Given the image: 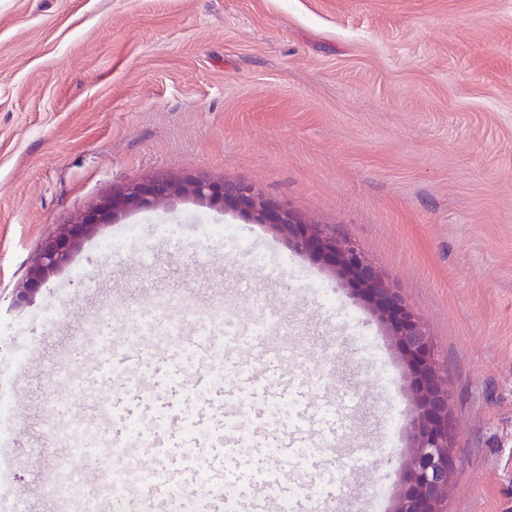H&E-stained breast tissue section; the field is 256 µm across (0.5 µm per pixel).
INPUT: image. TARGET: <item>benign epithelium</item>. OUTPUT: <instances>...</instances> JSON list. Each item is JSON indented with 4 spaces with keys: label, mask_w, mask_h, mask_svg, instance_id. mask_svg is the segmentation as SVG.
Here are the masks:
<instances>
[{
    "label": "benign epithelium",
    "mask_w": 512,
    "mask_h": 512,
    "mask_svg": "<svg viewBox=\"0 0 512 512\" xmlns=\"http://www.w3.org/2000/svg\"><path fill=\"white\" fill-rule=\"evenodd\" d=\"M180 198L230 208L245 221L261 224L280 236L298 256L324 262L386 326L407 368L413 401L407 421L409 443L401 454L400 490L392 512H441L455 466L456 428L447 382L423 323L356 244L308 222L288 205L263 196L245 182L156 174L102 197L91 210L59 226L26 279L15 288L13 303L19 307L28 303L50 273L68 265L80 243L100 225Z\"/></svg>",
    "instance_id": "1"
}]
</instances>
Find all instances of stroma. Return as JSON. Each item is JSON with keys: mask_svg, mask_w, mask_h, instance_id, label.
Wrapping results in <instances>:
<instances>
[{"mask_svg": "<svg viewBox=\"0 0 512 512\" xmlns=\"http://www.w3.org/2000/svg\"><path fill=\"white\" fill-rule=\"evenodd\" d=\"M158 172L246 182L356 243L447 379L443 512H512V0H0V378L16 442L0 512H64L42 488L96 402L91 352L70 336L101 305L122 334L149 289L280 314L273 340L309 354L303 375L359 394L335 512L371 491L392 504L412 407L395 342L266 227L188 199L134 211L14 307L59 225ZM131 224L124 252L101 250ZM210 224L238 225L250 250ZM330 336L346 341L333 366L315 351Z\"/></svg>", "mask_w": 512, "mask_h": 512, "instance_id": "obj_1", "label": "stroma"}]
</instances>
